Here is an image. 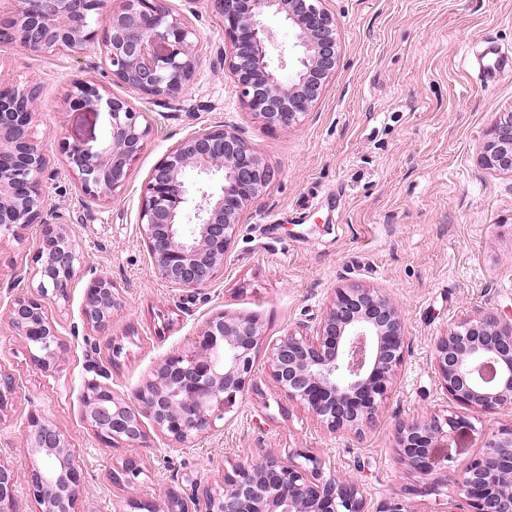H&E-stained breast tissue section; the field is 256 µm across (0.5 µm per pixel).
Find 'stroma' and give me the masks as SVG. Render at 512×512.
Masks as SVG:
<instances>
[{
	"instance_id": "obj_1",
	"label": "stroma",
	"mask_w": 512,
	"mask_h": 512,
	"mask_svg": "<svg viewBox=\"0 0 512 512\" xmlns=\"http://www.w3.org/2000/svg\"><path fill=\"white\" fill-rule=\"evenodd\" d=\"M195 31L196 71L178 100L140 98L151 132L125 187L108 199L86 195L62 143L104 147L108 114L69 107L79 79L104 96H127L112 78L102 44L74 56L0 43V79L38 83L33 131L47 161L44 191L81 246L66 303L49 305L67 352L44 373L0 318V369L18 386L0 411V460L23 471L20 454L30 411L71 441L83 472L80 512H127L141 499L164 505L184 473L217 485L225 468L272 450L311 451L325 474L355 476L369 512L401 503L406 512H463L456 476L479 455L483 438L512 422V410L474 413L443 389L432 350L449 325L512 305V174L487 168L480 147L496 115L512 112V64L486 82L464 55L485 38L512 57V0H325L336 19L340 61L310 113L270 128L242 103L224 70V24L207 0H167ZM236 127L274 170L269 190L249 208L224 260L204 288H176L156 274L139 231L143 187L192 132ZM39 228L0 245V282L27 285ZM111 278L121 298L108 334L84 324L81 306L93 276ZM383 291L401 307L407 347L387 398L362 435L332 434L303 406L285 399L267 365L266 346L312 334L336 289ZM260 324L264 348L246 390L218 429L176 447L155 430L143 444L145 471L131 485L110 474L127 454L97 439L82 418L89 358L107 359L124 394L142 386L170 354L190 348L201 322L217 311ZM453 414L461 425L439 440L447 473L408 470L394 448L399 422Z\"/></svg>"
}]
</instances>
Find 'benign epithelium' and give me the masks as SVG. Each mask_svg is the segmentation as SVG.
<instances>
[{
    "instance_id": "7a95c632",
    "label": "benign epithelium",
    "mask_w": 512,
    "mask_h": 512,
    "mask_svg": "<svg viewBox=\"0 0 512 512\" xmlns=\"http://www.w3.org/2000/svg\"><path fill=\"white\" fill-rule=\"evenodd\" d=\"M224 20V69L242 102L266 126H290L306 115L336 71L340 53L336 19L325 0H210ZM16 14L0 21V40L32 52L81 54L96 42L107 49L114 80L135 95L180 98L195 73L193 29L163 0H19ZM270 16L295 33L292 66L268 57ZM37 84L0 81V243L38 224L40 242L28 272V290L7 286L6 318L40 371L57 367L67 350L47 305L68 300L81 264L80 246L63 214L47 205L44 154L32 130ZM70 103L96 110L106 104L108 138L94 151L65 146L81 187L105 199L121 190L150 135L143 112L126 98H103L90 79L74 83ZM490 169L512 172V113L499 115L483 143ZM195 179L188 181L187 172ZM274 171L233 128L195 131L153 169L139 211L141 235L156 274L180 288H205L224 266L249 206L272 184ZM121 300L112 279L95 276L82 303L83 322L109 329ZM262 329L251 317L216 312L202 325L192 350L168 356L134 394L135 405L109 383V366L122 347L112 345L108 365L86 367L82 413L103 443L123 445L127 456L112 483L128 485L144 472L143 418L171 444L217 428L251 381ZM406 347L402 311L392 298L371 288H340L310 336L288 334L268 351L270 375L290 401L307 408L332 432H354L377 416ZM444 390L475 413L512 409V310L484 312L448 327L432 359ZM461 420L432 416L396 427L394 447L412 471L428 475L448 464L435 458V441ZM22 450L41 462L24 472L0 461V512H13L17 485L27 486L41 512H78L83 483L66 435L36 411L24 426ZM297 463L274 452L224 470L218 488L189 475L194 494L186 501L175 488L165 492V512H366L352 476L324 475L314 455ZM467 512H512V423L484 438L482 452L456 480Z\"/></svg>"
}]
</instances>
